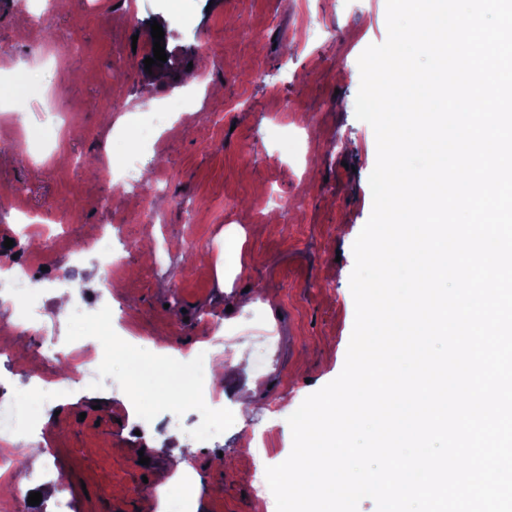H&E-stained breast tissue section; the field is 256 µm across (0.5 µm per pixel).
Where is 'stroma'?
Masks as SVG:
<instances>
[{
    "label": "stroma",
    "mask_w": 512,
    "mask_h": 512,
    "mask_svg": "<svg viewBox=\"0 0 512 512\" xmlns=\"http://www.w3.org/2000/svg\"><path fill=\"white\" fill-rule=\"evenodd\" d=\"M305 13L321 19L307 40ZM154 21L167 60L149 70ZM386 38V0H0V87L24 86L21 121L14 97L0 96L10 131L0 268L18 261L35 275L23 297L0 303V345L35 360L42 337L57 335L107 363L96 380L81 379L79 362L47 368L51 401L23 402L13 431L40 447L17 450L27 487L47 463L59 479L39 505L18 493L1 503L45 512L62 496L70 512H158L153 491L180 455L193 479L169 512H276L274 499L254 498L250 472L287 459L288 416L345 363L352 245L371 214L376 162L374 131L355 117L358 58ZM128 162L146 178L165 172L148 230L132 223L137 199L113 175ZM8 197L52 245L28 250V220ZM233 224L257 228L242 244L243 278L224 255ZM103 234L125 246L108 287L91 284L93 258L71 253ZM106 299L108 322L95 316ZM214 327L227 342L205 363ZM161 348L188 354L221 389L224 414L199 401L196 381L181 383ZM14 359L0 362L11 392L24 382ZM171 415L178 428H165Z\"/></svg>",
    "instance_id": "1"
}]
</instances>
